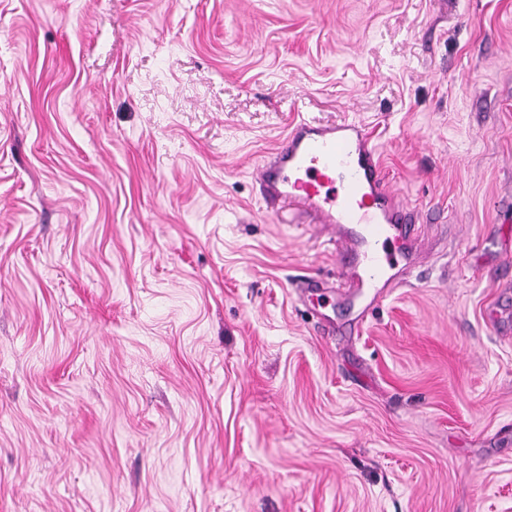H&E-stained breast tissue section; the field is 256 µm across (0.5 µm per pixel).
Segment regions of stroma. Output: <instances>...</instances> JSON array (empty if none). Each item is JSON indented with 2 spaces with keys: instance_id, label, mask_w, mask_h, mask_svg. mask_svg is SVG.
Returning <instances> with one entry per match:
<instances>
[{
  "instance_id": "1",
  "label": "stroma",
  "mask_w": 512,
  "mask_h": 512,
  "mask_svg": "<svg viewBox=\"0 0 512 512\" xmlns=\"http://www.w3.org/2000/svg\"><path fill=\"white\" fill-rule=\"evenodd\" d=\"M302 120L426 224L377 305ZM0 512H512V0H0ZM256 179L272 213L296 206L333 232L341 260L334 288L349 296L399 288L419 264L424 225L385 181L362 125L297 123Z\"/></svg>"
}]
</instances>
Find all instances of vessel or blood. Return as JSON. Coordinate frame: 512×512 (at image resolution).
Returning <instances> with one entry per match:
<instances>
[{
  "instance_id": "vessel-or-blood-1",
  "label": "vessel or blood",
  "mask_w": 512,
  "mask_h": 512,
  "mask_svg": "<svg viewBox=\"0 0 512 512\" xmlns=\"http://www.w3.org/2000/svg\"><path fill=\"white\" fill-rule=\"evenodd\" d=\"M256 179L271 212L296 206L332 231L336 285L349 295L400 287L418 265L423 227L385 181L362 125L297 123Z\"/></svg>"
}]
</instances>
